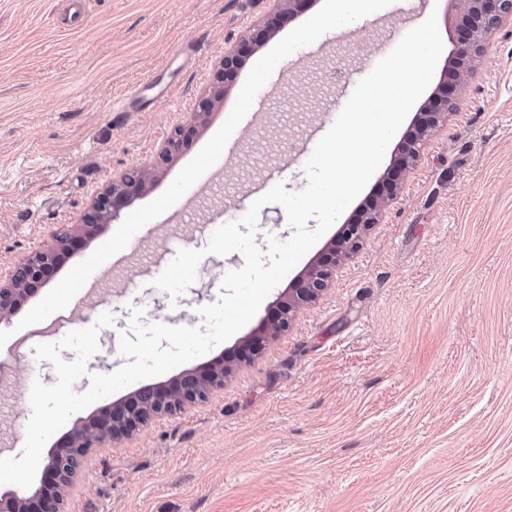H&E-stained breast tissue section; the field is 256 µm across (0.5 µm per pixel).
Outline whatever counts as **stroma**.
Returning <instances> with one entry per match:
<instances>
[{"label": "stroma", "mask_w": 512, "mask_h": 512, "mask_svg": "<svg viewBox=\"0 0 512 512\" xmlns=\"http://www.w3.org/2000/svg\"><path fill=\"white\" fill-rule=\"evenodd\" d=\"M271 0H0V271L79 223L113 175L153 166L163 142L213 87L225 51L261 28ZM436 15L453 53L456 0H313L248 54L189 143L113 223L64 258L10 322L0 323V456H21L31 417L28 378L51 385V363L16 350L77 306L98 332L90 374L120 368L132 308L144 323L197 327L241 253H206L204 218L242 217L265 170L305 188L295 158L313 126L340 113L339 73L367 76L395 29ZM263 105L241 126L243 95ZM237 152L220 179L203 163ZM149 225L130 241L133 225ZM327 238L267 295L255 317L164 383L260 335L264 320L323 253ZM203 251L179 296L154 284L155 249ZM98 281L68 288L72 268ZM68 512H512V24L481 43L457 106L442 118L334 284L287 332L238 363L206 402L90 449Z\"/></svg>", "instance_id": "stroma-1"}]
</instances>
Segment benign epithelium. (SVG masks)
Segmentation results:
<instances>
[{"mask_svg": "<svg viewBox=\"0 0 512 512\" xmlns=\"http://www.w3.org/2000/svg\"><path fill=\"white\" fill-rule=\"evenodd\" d=\"M274 8L267 17L257 38L241 41V46L225 51L220 62L218 78L224 83L233 81L242 64V49H255L274 37L286 24L295 20L310 0H272ZM467 27L458 35L453 57L457 61L454 83L439 85L428 100L426 119L411 139L405 152L393 162L395 170L405 173L412 169L419 157L422 142L448 112L471 75V65L484 36L512 22V0H461ZM218 101L217 92L202 98L190 113L191 126L202 124L208 112ZM185 129L178 128L165 141L158 152L155 164L168 161L180 151ZM151 169L134 167L117 176L100 192L82 215L81 223L56 228L50 233V242L22 258L6 276L0 275V322H9L19 312L27 298L38 291V286L51 278L59 260L71 254L78 239L92 236L102 226L121 217L135 198L145 193L150 185ZM381 200L360 218L344 224L325 248L324 255L310 265L284 300L277 312L262 327V335L245 342L254 351L262 339L285 332L297 310L318 299L328 290L336 266L350 259L360 249L369 228L377 223L385 207ZM233 365L218 360L200 369L189 371L168 382L150 388L146 394L137 392L125 400L101 408L92 419L75 425L66 435L61 448L49 454L43 471L54 475L48 487H36L22 492L0 496V512H67L66 503L70 490L79 477L83 458L88 449L111 441L119 442L132 435L150 421L181 411L207 399L209 393L224 386Z\"/></svg>", "mask_w": 512, "mask_h": 512, "instance_id": "benign-epithelium-1", "label": "benign epithelium"}]
</instances>
